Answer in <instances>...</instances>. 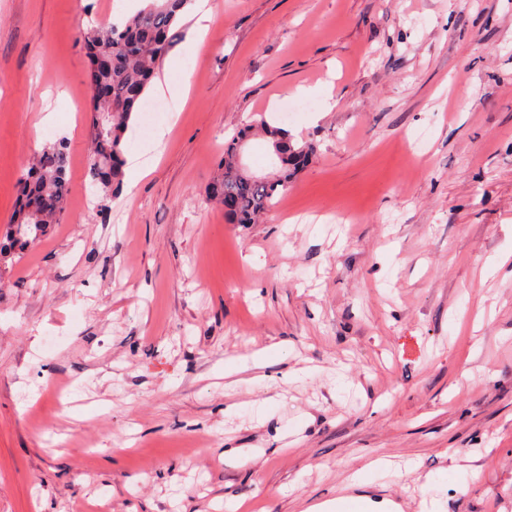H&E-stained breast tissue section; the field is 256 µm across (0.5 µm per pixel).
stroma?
I'll list each match as a JSON object with an SVG mask.
<instances>
[{
    "instance_id": "35a3bbf8",
    "label": "stroma",
    "mask_w": 512,
    "mask_h": 512,
    "mask_svg": "<svg viewBox=\"0 0 512 512\" xmlns=\"http://www.w3.org/2000/svg\"><path fill=\"white\" fill-rule=\"evenodd\" d=\"M210 4L126 134L149 175L87 207L79 34L137 4L0 0V225L46 145L71 182L0 270V512H310L377 460L359 495L512 512V0ZM261 114L316 152L230 224L207 188Z\"/></svg>"
}]
</instances>
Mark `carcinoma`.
<instances>
[{
  "label": "carcinoma",
  "mask_w": 512,
  "mask_h": 512,
  "mask_svg": "<svg viewBox=\"0 0 512 512\" xmlns=\"http://www.w3.org/2000/svg\"><path fill=\"white\" fill-rule=\"evenodd\" d=\"M190 0H149L118 27L92 26L83 32L89 58L88 82L92 112L101 125L93 128L88 174L102 201L117 193L123 177L124 138L133 114L170 47L169 31ZM264 134L277 151L276 173L258 178L244 167L243 147L255 131ZM314 147L292 144L285 130L265 117L236 132L224 146L221 173L208 187L219 201L230 198L224 211L231 224H252L274 208L297 174L309 163ZM68 147L63 141L44 148L24 166L11 220L0 231V263L4 264L44 237L59 223L70 193Z\"/></svg>",
  "instance_id": "obj_1"
}]
</instances>
